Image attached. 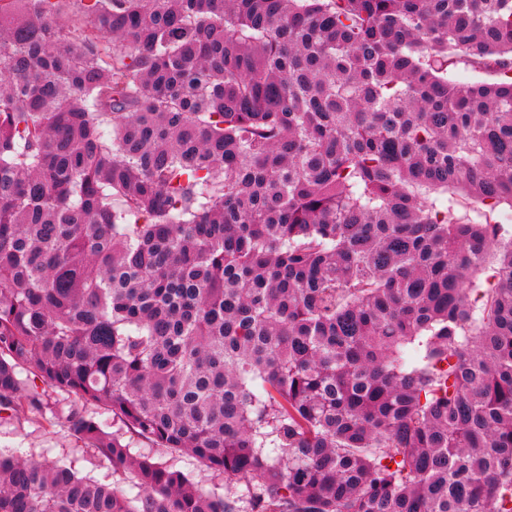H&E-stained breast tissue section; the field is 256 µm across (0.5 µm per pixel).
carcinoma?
Segmentation results:
<instances>
[{
  "instance_id": "1",
  "label": "carcinoma",
  "mask_w": 512,
  "mask_h": 512,
  "mask_svg": "<svg viewBox=\"0 0 512 512\" xmlns=\"http://www.w3.org/2000/svg\"><path fill=\"white\" fill-rule=\"evenodd\" d=\"M503 204L512 0H0V414L225 488L71 409L138 492L0 512H512Z\"/></svg>"
}]
</instances>
